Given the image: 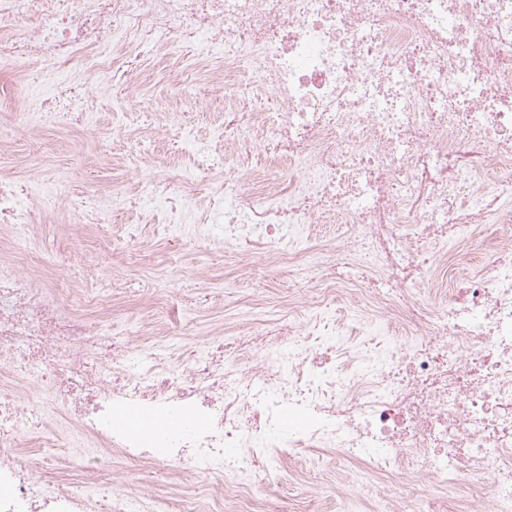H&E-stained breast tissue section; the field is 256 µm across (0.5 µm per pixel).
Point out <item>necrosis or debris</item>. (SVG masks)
Masks as SVG:
<instances>
[{
	"label": "necrosis or debris",
	"instance_id": "necrosis-or-debris-1",
	"mask_svg": "<svg viewBox=\"0 0 512 512\" xmlns=\"http://www.w3.org/2000/svg\"><path fill=\"white\" fill-rule=\"evenodd\" d=\"M187 42L196 56L143 126L165 132L166 99L203 80L243 105L225 153L196 145L192 166L131 190L72 187L75 223L131 253L137 226L112 233L131 210L167 243L187 228L245 266L289 265L319 284L314 308L344 297L367 340L261 313L252 296L255 317L223 341L189 340L173 363L158 350L173 321L67 303L53 273L70 258L41 250L26 183L0 165V512H135L111 490L113 466L169 467L187 449L234 478L203 499L179 472L184 495L153 490L156 512H263L258 487L288 448L343 458L353 512H512V236L458 274L475 231L512 205V0H67L41 16L32 0H0V69L19 102L0 156L15 132L93 135L96 95L122 77L140 92L144 48ZM45 62L66 76L33 111L22 102ZM231 154L242 177L203 192ZM327 219L351 233L310 244ZM36 384L99 465L54 462L63 435L17 406ZM135 420L152 423L150 443ZM25 435L43 455L19 454Z\"/></svg>",
	"mask_w": 512,
	"mask_h": 512
}]
</instances>
